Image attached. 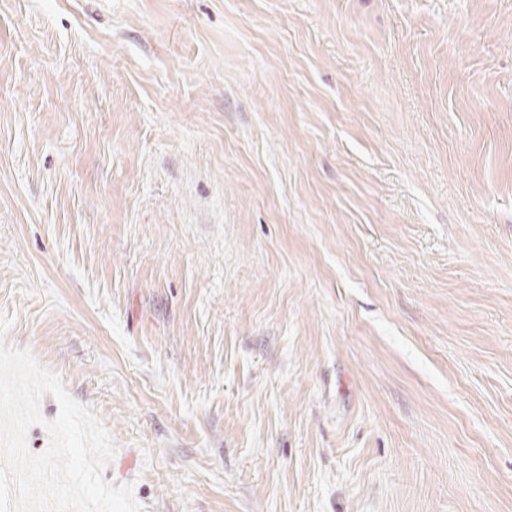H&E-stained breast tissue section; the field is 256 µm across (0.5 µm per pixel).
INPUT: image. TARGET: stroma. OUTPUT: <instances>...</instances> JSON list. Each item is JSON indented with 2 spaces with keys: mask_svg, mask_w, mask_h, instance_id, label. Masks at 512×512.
Wrapping results in <instances>:
<instances>
[{
  "mask_svg": "<svg viewBox=\"0 0 512 512\" xmlns=\"http://www.w3.org/2000/svg\"><path fill=\"white\" fill-rule=\"evenodd\" d=\"M0 313L144 512H512V0H0Z\"/></svg>",
  "mask_w": 512,
  "mask_h": 512,
  "instance_id": "stroma-1",
  "label": "stroma"
}]
</instances>
